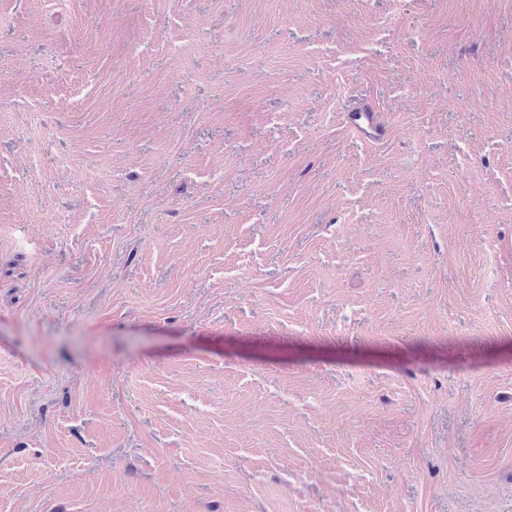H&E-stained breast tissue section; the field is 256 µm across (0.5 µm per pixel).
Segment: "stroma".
<instances>
[{
  "label": "stroma",
  "instance_id": "stroma-1",
  "mask_svg": "<svg viewBox=\"0 0 512 512\" xmlns=\"http://www.w3.org/2000/svg\"><path fill=\"white\" fill-rule=\"evenodd\" d=\"M0 512H512V0H0ZM347 123L356 134L369 140H378L385 132V116L371 107L349 112Z\"/></svg>",
  "mask_w": 512,
  "mask_h": 512
}]
</instances>
